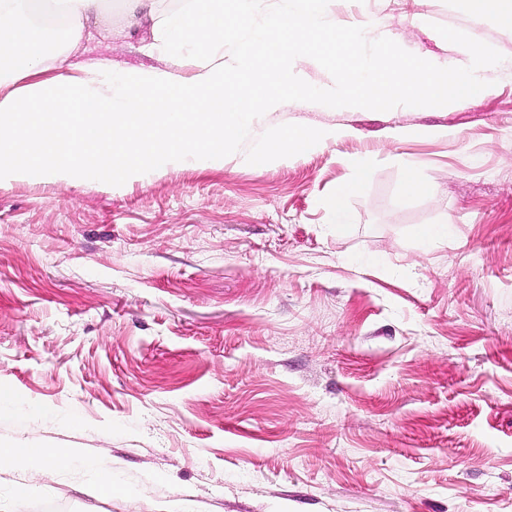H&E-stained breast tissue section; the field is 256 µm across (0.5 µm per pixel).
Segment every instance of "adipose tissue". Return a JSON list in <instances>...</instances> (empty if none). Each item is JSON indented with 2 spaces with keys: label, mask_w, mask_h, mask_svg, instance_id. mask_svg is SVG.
Masks as SVG:
<instances>
[{
  "label": "adipose tissue",
  "mask_w": 512,
  "mask_h": 512,
  "mask_svg": "<svg viewBox=\"0 0 512 512\" xmlns=\"http://www.w3.org/2000/svg\"><path fill=\"white\" fill-rule=\"evenodd\" d=\"M40 2L0 0V183L104 176L120 184L185 162L214 165L250 137L257 116L290 102L356 109L404 99L444 108L486 95L490 74L512 77V65L491 46L472 41L460 69L395 52L383 35L366 52L357 29L330 20L326 0H282L280 11L257 24L255 0H189L161 17L158 0H127L130 25L151 27L148 52L197 55L194 72L180 77L97 62L48 81L40 72L79 50L87 23L103 20L106 0H49L67 21L57 42L18 20ZM230 32L240 48L228 60ZM301 55L330 64L329 80L306 81L295 64ZM347 134L337 126H292L254 145L244 161L262 169Z\"/></svg>",
  "instance_id": "adipose-tissue-1"
}]
</instances>
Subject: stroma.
<instances>
[{
	"mask_svg": "<svg viewBox=\"0 0 512 512\" xmlns=\"http://www.w3.org/2000/svg\"><path fill=\"white\" fill-rule=\"evenodd\" d=\"M110 4L71 62L192 73ZM328 9L412 56L461 65L459 30L512 63V31L450 0ZM294 125L351 134L243 163ZM356 156L371 176L340 229ZM403 158L432 193L402 194ZM0 393V444L83 453L0 470L25 512H512V79L444 110L293 103L215 166L0 184ZM350 167L351 177L349 181L336 191V196L329 203V207L334 213L336 224H348L347 200L361 191L371 174L369 164L361 157H353Z\"/></svg>",
	"mask_w": 512,
	"mask_h": 512,
	"instance_id": "stroma-1",
	"label": "stroma"
}]
</instances>
